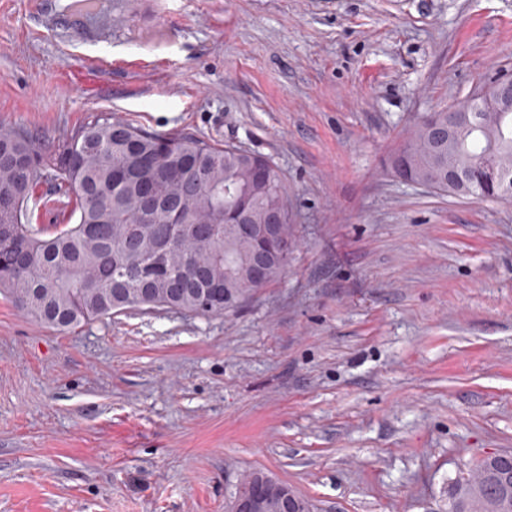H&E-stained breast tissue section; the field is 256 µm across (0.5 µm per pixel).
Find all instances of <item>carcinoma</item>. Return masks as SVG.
<instances>
[{"label": "carcinoma", "mask_w": 512, "mask_h": 512, "mask_svg": "<svg viewBox=\"0 0 512 512\" xmlns=\"http://www.w3.org/2000/svg\"><path fill=\"white\" fill-rule=\"evenodd\" d=\"M448 130L420 122L401 145L405 176L435 179L433 190L491 201H512V106L492 112L475 95ZM234 144L215 145L191 135L163 136L103 116L49 146L27 127L0 124V293L35 321L59 331L130 308L179 309L196 315L238 308L257 289L281 279L290 255L271 259L265 280L251 276L250 236L224 222L245 199L253 223L273 208L284 211L281 177ZM466 174L448 185V167ZM50 183L72 204L55 231L33 226L36 190ZM272 495L295 498L297 512H315L312 500L261 472ZM448 512H512V454L487 456L448 485Z\"/></svg>", "instance_id": "obj_1"}]
</instances>
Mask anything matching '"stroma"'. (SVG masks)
I'll list each match as a JSON object with an SVG mask.
<instances>
[{
  "instance_id": "stroma-1",
  "label": "stroma",
  "mask_w": 512,
  "mask_h": 512,
  "mask_svg": "<svg viewBox=\"0 0 512 512\" xmlns=\"http://www.w3.org/2000/svg\"><path fill=\"white\" fill-rule=\"evenodd\" d=\"M0 0V122L90 115L279 169L297 245L237 310L73 330L0 296V512H445L512 453V201L402 182L423 116L512 77V0ZM265 478L269 483V490L273 497L283 490H288L291 495L282 494L277 499H272L269 495L267 486L263 482H258L254 491L245 497L234 498L230 505V512H267L269 509H276L275 512H293L296 506L297 512H314L315 505L312 500L294 490L288 484L274 480L273 478L261 472H252L241 483L239 491L247 488L255 479ZM238 491V492H239Z\"/></svg>"
}]
</instances>
